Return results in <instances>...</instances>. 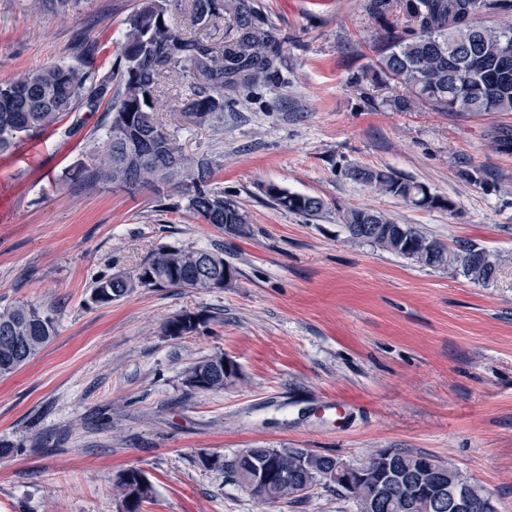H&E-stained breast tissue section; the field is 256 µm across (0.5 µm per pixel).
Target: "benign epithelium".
I'll list each match as a JSON object with an SVG mask.
<instances>
[{"mask_svg":"<svg viewBox=\"0 0 512 512\" xmlns=\"http://www.w3.org/2000/svg\"><path fill=\"white\" fill-rule=\"evenodd\" d=\"M238 457L248 461V468L238 475L241 486L254 497H265V489L275 483L286 487L289 496L304 494L318 479L330 486L339 484L343 494L360 503L362 512H375L381 504L391 503L399 512H407L410 505L423 503L431 512H497L492 499L475 496L462 486L448 482L447 464L424 458L419 462L418 473L403 472L387 448L360 466L348 465L336 459L324 469H317L314 459L298 458L291 473H303L311 480L300 484L277 467L273 458H257L252 449L243 448Z\"/></svg>","mask_w":512,"mask_h":512,"instance_id":"benign-epithelium-1","label":"benign epithelium"}]
</instances>
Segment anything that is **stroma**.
<instances>
[{"instance_id": "stroma-1", "label": "stroma", "mask_w": 512, "mask_h": 512, "mask_svg": "<svg viewBox=\"0 0 512 512\" xmlns=\"http://www.w3.org/2000/svg\"><path fill=\"white\" fill-rule=\"evenodd\" d=\"M288 37L281 86L225 110L220 127L166 121L186 154L215 156V183L248 222L224 234L157 202L62 181L98 146L107 113L75 112L0 153V306L33 303L58 334L0 378V512H124L112 480L140 469V512H357L316 485L269 506L203 461L240 449L306 448L351 465L396 448L450 462L512 512V152L493 149L512 112L394 107L406 91L364 72L383 23L363 0H261ZM137 0H73L31 11L0 0V82L94 49L103 66ZM80 124L76 135L66 129ZM389 168L451 199L418 209L349 180ZM275 185L323 200L311 218L274 208ZM371 207L443 242L468 240L498 272L477 285L350 239L340 217ZM220 249L237 270L223 289L137 290L88 304L93 278L129 272L159 246ZM207 310L199 332L167 320ZM224 354L220 392L185 371Z\"/></svg>"}]
</instances>
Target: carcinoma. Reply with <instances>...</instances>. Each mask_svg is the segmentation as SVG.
<instances>
[{
  "mask_svg": "<svg viewBox=\"0 0 512 512\" xmlns=\"http://www.w3.org/2000/svg\"><path fill=\"white\" fill-rule=\"evenodd\" d=\"M500 0H365L377 19L397 17L372 44V73L404 86L409 96L394 101L402 110L421 101L437 112H512V25L489 26L485 15L512 16ZM287 37L259 0H187L184 18L169 15V0H138L123 22L115 60L105 72L78 64H57L0 83V152L33 140L73 112L104 110L111 120L103 146L86 155L65 178L87 188L106 186L128 194L153 192L163 202L181 196L185 209L205 224L227 233L248 223L243 208L214 185L216 158L187 155L163 120L159 85L173 78L178 93L172 112L197 126L224 124V110L246 100L262 85L281 81L287 68ZM346 175L420 209H455L412 178L387 168L352 166ZM274 207L318 215L321 198L267 190ZM349 236L397 254L422 267H452L472 283L494 280L498 262L478 244L450 247L409 224H397L372 208L343 215ZM213 257L211 277L224 280V255L208 249L161 248L131 273L100 275L92 281L89 302L107 306L137 289L205 288L198 265ZM208 311L184 312L168 320L165 333L181 337L206 325ZM57 336L52 315L32 304L0 308V377L33 360ZM224 355L201 358L187 373L202 377L195 390H224V373L215 366ZM403 470L424 454L392 449ZM113 492L137 512L153 496L141 470L120 471Z\"/></svg>",
  "mask_w": 512,
  "mask_h": 512,
  "instance_id": "carcinoma-1",
  "label": "carcinoma"
}]
</instances>
